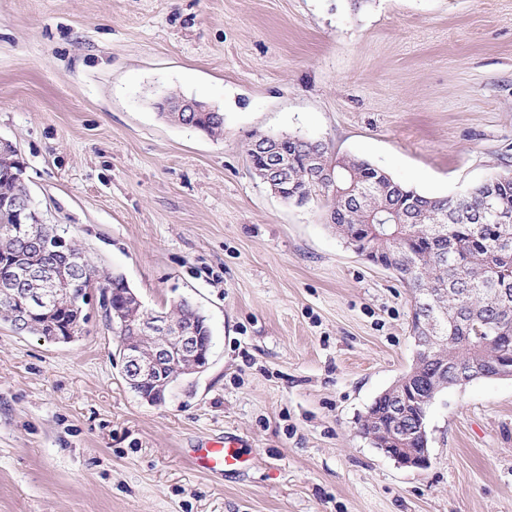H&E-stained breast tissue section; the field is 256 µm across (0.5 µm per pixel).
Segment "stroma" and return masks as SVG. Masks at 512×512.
<instances>
[{
  "label": "stroma",
  "instance_id": "1",
  "mask_svg": "<svg viewBox=\"0 0 512 512\" xmlns=\"http://www.w3.org/2000/svg\"><path fill=\"white\" fill-rule=\"evenodd\" d=\"M170 92L223 137L162 118ZM281 134L429 197L512 172V0H0V140L40 222L212 336L155 405L99 289L68 343L0 316V512H512V377L436 395L428 468L360 433L412 364L410 291L260 181L247 145ZM227 436L247 468L199 471ZM158 112H167L168 121L180 126L187 124L186 118L182 119L183 113L193 112L187 120L193 129L212 137L224 134V114L193 98L189 99L175 93L164 95L160 100Z\"/></svg>",
  "mask_w": 512,
  "mask_h": 512
}]
</instances>
